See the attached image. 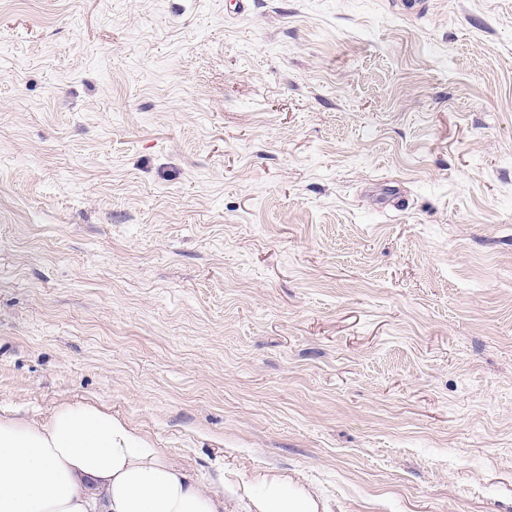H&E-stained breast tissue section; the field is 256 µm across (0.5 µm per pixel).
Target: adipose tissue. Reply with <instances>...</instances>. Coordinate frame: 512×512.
I'll use <instances>...</instances> for the list:
<instances>
[{"label": "adipose tissue", "instance_id": "1", "mask_svg": "<svg viewBox=\"0 0 512 512\" xmlns=\"http://www.w3.org/2000/svg\"><path fill=\"white\" fill-rule=\"evenodd\" d=\"M242 491L251 512H320L291 478L258 474L202 484L142 431L90 404L43 420L0 416V512H224Z\"/></svg>", "mask_w": 512, "mask_h": 512}]
</instances>
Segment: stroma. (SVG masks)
Wrapping results in <instances>:
<instances>
[{
    "label": "stroma",
    "instance_id": "obj_1",
    "mask_svg": "<svg viewBox=\"0 0 512 512\" xmlns=\"http://www.w3.org/2000/svg\"><path fill=\"white\" fill-rule=\"evenodd\" d=\"M63 402L512 512V0H0V412Z\"/></svg>",
    "mask_w": 512,
    "mask_h": 512
}]
</instances>
